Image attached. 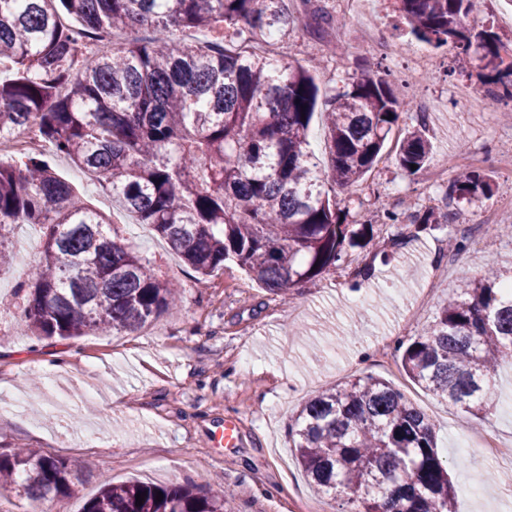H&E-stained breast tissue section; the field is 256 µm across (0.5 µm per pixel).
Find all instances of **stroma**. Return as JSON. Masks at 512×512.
Listing matches in <instances>:
<instances>
[{
    "instance_id": "obj_1",
    "label": "stroma",
    "mask_w": 512,
    "mask_h": 512,
    "mask_svg": "<svg viewBox=\"0 0 512 512\" xmlns=\"http://www.w3.org/2000/svg\"><path fill=\"white\" fill-rule=\"evenodd\" d=\"M336 17L327 40L305 29L273 46L278 58L302 65L320 88L343 89L364 60L381 62L397 92L410 101L400 126L426 115L432 159L418 173H403L388 143L364 182L336 191L354 221H372L375 238L342 267L296 288L289 299L266 292L235 264L199 284L195 273L170 253L149 225L124 212L98 181L54 157L57 172L85 203L124 231L162 277L176 280L178 314L164 315L128 336L74 340L66 368L48 369L60 347L21 335L23 302L9 285L25 262L35 261L41 235L18 239L12 268L0 271V397L12 403L0 414V446L37 448L62 457H87L70 496L55 499L52 512H81L102 477L176 485L191 480L210 489L226 512H305L322 503L308 485L288 443V425L309 397L351 375L372 374L399 388L435 423L439 451L457 491V512H512V458L495 459L484 448L497 439L512 444V364L496 373L493 416L479 419L433 399L414 385L394 351L431 322L453 288L493 268L512 272V107L492 103L465 111L456 98L473 87L479 62L447 50L434 52L435 67L417 71L415 90L400 82L413 45L387 0H315ZM492 172L489 197L444 202L454 170ZM447 205L450 220L420 237L403 225L386 224V210ZM497 208V224L476 225ZM468 246L448 251L449 237ZM448 274L428 288L434 266ZM235 419L238 447L214 446L225 419Z\"/></svg>"
}]
</instances>
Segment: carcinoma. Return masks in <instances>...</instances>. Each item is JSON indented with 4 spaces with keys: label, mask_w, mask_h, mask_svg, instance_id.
Instances as JSON below:
<instances>
[{
    "label": "carcinoma",
    "mask_w": 512,
    "mask_h": 512,
    "mask_svg": "<svg viewBox=\"0 0 512 512\" xmlns=\"http://www.w3.org/2000/svg\"><path fill=\"white\" fill-rule=\"evenodd\" d=\"M394 2L416 40L477 55L476 92L512 101V45L492 27L470 24L473 0ZM335 25L330 11L302 17L288 0H0V135L35 125L51 153L106 183L199 282L233 262L286 296L374 239V225L349 222L327 184L362 181L410 110L379 62L332 93L303 67L248 51L300 26L322 40ZM143 27L152 36L102 53L78 37ZM178 30L210 39L199 46L173 36ZM318 108L330 139L326 169L306 149ZM431 154L424 125L400 133L402 171L415 174L411 165L424 168ZM493 186L490 175L466 169L447 195L478 200ZM384 219L407 220L417 237L447 223L448 211H387ZM17 224L38 226L43 239L17 289L21 332L121 336L177 309L174 281L161 278L42 153L0 162V270L13 263ZM509 287L491 269L457 288L421 333L398 346L406 375L464 413L492 414L496 371L512 363ZM288 438L315 492L340 500L342 512H455L435 424L381 377L356 375L308 399ZM87 469L40 449L11 448L0 453V487L21 472L26 498L46 504L67 495ZM82 512H224V503L191 484L104 476Z\"/></svg>",
    "instance_id": "obj_1"
}]
</instances>
